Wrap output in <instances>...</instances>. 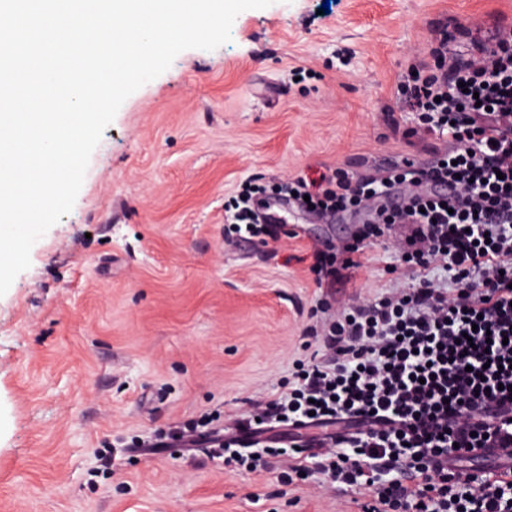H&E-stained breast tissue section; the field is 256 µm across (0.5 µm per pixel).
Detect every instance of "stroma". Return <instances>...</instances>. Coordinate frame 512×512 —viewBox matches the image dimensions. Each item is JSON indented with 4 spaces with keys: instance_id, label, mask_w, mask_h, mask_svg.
Returning a JSON list of instances; mask_svg holds the SVG:
<instances>
[{
    "instance_id": "obj_1",
    "label": "stroma",
    "mask_w": 512,
    "mask_h": 512,
    "mask_svg": "<svg viewBox=\"0 0 512 512\" xmlns=\"http://www.w3.org/2000/svg\"><path fill=\"white\" fill-rule=\"evenodd\" d=\"M274 0L235 19L230 42L179 53L130 95L93 151L72 210L33 245L0 296V512H362L369 490L331 481L272 425L271 467L226 466L211 442L171 433L232 421L288 392L316 330L348 305L416 286L396 228L365 246L352 282L312 269L369 212L293 205L278 239H224L247 181L336 168L362 176L443 142L408 144L398 93L447 27L512 25V0Z\"/></svg>"
}]
</instances>
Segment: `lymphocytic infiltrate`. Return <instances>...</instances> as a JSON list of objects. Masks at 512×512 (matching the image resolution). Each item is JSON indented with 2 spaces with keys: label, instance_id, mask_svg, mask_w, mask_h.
<instances>
[{
  "label": "lymphocytic infiltrate",
  "instance_id": "1",
  "mask_svg": "<svg viewBox=\"0 0 512 512\" xmlns=\"http://www.w3.org/2000/svg\"><path fill=\"white\" fill-rule=\"evenodd\" d=\"M512 27L492 43L475 42L462 63L448 34L431 37L429 59L413 58L399 89L419 128L448 142L421 167L402 159L383 172L352 179L337 169L314 179L284 180L273 191L247 189L232 219L247 239L275 237L255 208L273 195L306 198L307 210L337 214L366 201L375 216L340 258L314 252L328 279L359 268L367 240L405 225L404 257L419 284L343 310L322 331L324 353L288 394L254 404L235 425H300L316 417L357 419L347 452L321 454L331 477L348 482L362 464L404 461L405 483L376 491L380 504L405 498L413 512H503L512 500ZM449 287L436 286L435 269ZM487 463L470 469L471 459Z\"/></svg>",
  "mask_w": 512,
  "mask_h": 512
}]
</instances>
